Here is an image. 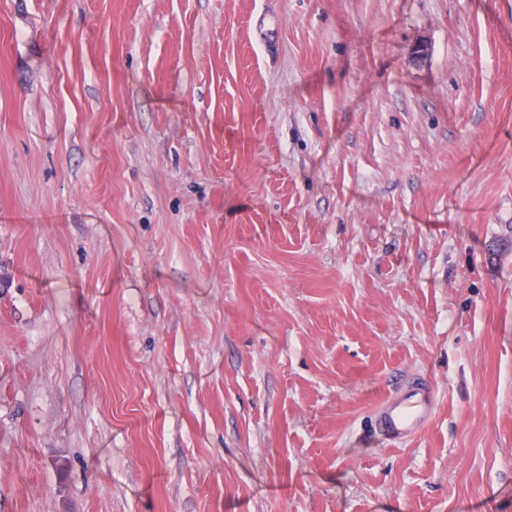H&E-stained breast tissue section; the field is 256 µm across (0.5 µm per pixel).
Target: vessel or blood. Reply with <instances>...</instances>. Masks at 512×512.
Wrapping results in <instances>:
<instances>
[{
	"label": "vessel or blood",
	"mask_w": 512,
	"mask_h": 512,
	"mask_svg": "<svg viewBox=\"0 0 512 512\" xmlns=\"http://www.w3.org/2000/svg\"><path fill=\"white\" fill-rule=\"evenodd\" d=\"M435 402L429 380L423 379L389 395L374 414L376 432L386 441L411 440L433 417Z\"/></svg>",
	"instance_id": "obj_1"
}]
</instances>
